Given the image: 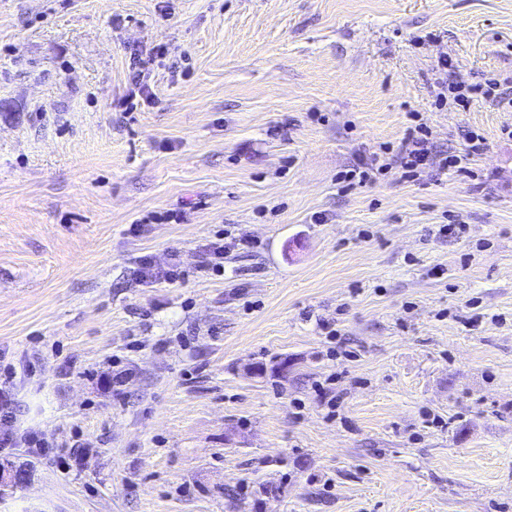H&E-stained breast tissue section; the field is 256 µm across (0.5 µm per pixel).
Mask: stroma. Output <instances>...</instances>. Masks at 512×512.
Returning a JSON list of instances; mask_svg holds the SVG:
<instances>
[{"label": "stroma", "instance_id": "35a3bbf8", "mask_svg": "<svg viewBox=\"0 0 512 512\" xmlns=\"http://www.w3.org/2000/svg\"><path fill=\"white\" fill-rule=\"evenodd\" d=\"M443 56L512 77V0H0V383L51 447L0 512H512V109ZM415 112L470 174L342 187ZM438 73L439 77L436 79V86L439 92L436 94L437 102L441 105H448L449 108L453 107L457 110H466L470 104L478 98L491 101L498 107L512 108V91L507 92H494L495 89L500 87L499 82H489L485 85L482 83L465 85L450 81L447 77L448 60L439 61ZM250 244L251 242L247 240L232 237L228 231L224 232V243H215L209 248L205 254L204 261L199 266L200 271H212L215 274L224 272V253L231 249L239 248V246L249 247ZM138 273L143 279L164 280L169 283L181 282L185 279L186 271L178 259L172 257L164 268H155L152 262L146 257H139L137 260Z\"/></svg>", "mask_w": 512, "mask_h": 512}]
</instances>
